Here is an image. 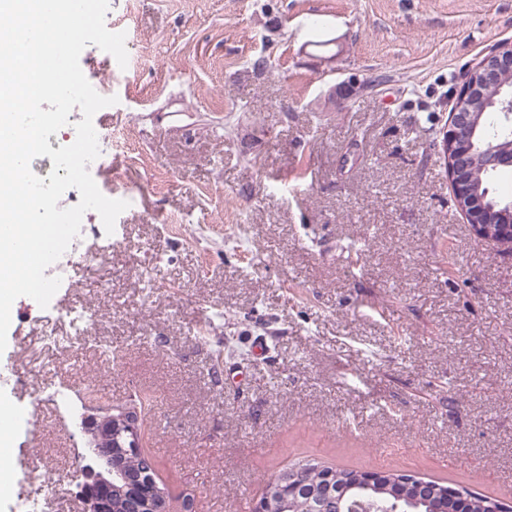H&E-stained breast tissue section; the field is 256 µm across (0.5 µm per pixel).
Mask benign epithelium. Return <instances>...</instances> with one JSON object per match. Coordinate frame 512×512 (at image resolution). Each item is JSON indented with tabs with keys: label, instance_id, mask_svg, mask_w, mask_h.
<instances>
[{
	"label": "benign epithelium",
	"instance_id": "1",
	"mask_svg": "<svg viewBox=\"0 0 512 512\" xmlns=\"http://www.w3.org/2000/svg\"><path fill=\"white\" fill-rule=\"evenodd\" d=\"M512 84V42L499 44L490 54L468 70L462 85L455 91L456 105L449 113L448 123L439 131L437 147L444 160L451 192L458 210L469 222L472 235L479 241L501 251H512V203L498 209L486 203V196L479 194L473 179H465V172H496L512 166V155L489 144L483 149L465 148L460 142L462 129H476L478 114L471 111L466 101L484 95V89L494 88L501 95L498 111L512 123V93H502ZM130 419L123 407L111 412L91 413L81 420L82 430L90 436L86 453L93 458L97 468L90 470L91 479L82 485L80 502L82 512H114L112 491L122 484L127 489L125 512H148V500L156 495L160 505L157 512H173L170 498L159 488L158 472L147 469L139 471L138 485L128 483L123 469L115 464V458H141L145 451L137 441L122 442L118 439L122 431H130ZM284 480L272 476L261 496L252 507V512H288L292 502L289 487L281 488ZM448 499L456 502V512H470L473 495L466 488L448 486ZM355 504L344 498L328 495L311 496L307 500V512H354Z\"/></svg>",
	"mask_w": 512,
	"mask_h": 512
}]
</instances>
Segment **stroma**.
<instances>
[{
  "mask_svg": "<svg viewBox=\"0 0 512 512\" xmlns=\"http://www.w3.org/2000/svg\"><path fill=\"white\" fill-rule=\"evenodd\" d=\"M105 24L127 66L79 64L118 98L94 179L128 206L111 254L12 305L15 497L81 512L88 438L38 398L61 386L81 414L150 400L184 512H238L308 459L512 505V253L473 238L431 146L512 0H109ZM72 307L83 335L40 343Z\"/></svg>",
  "mask_w": 512,
  "mask_h": 512,
  "instance_id": "1",
  "label": "stroma"
}]
</instances>
